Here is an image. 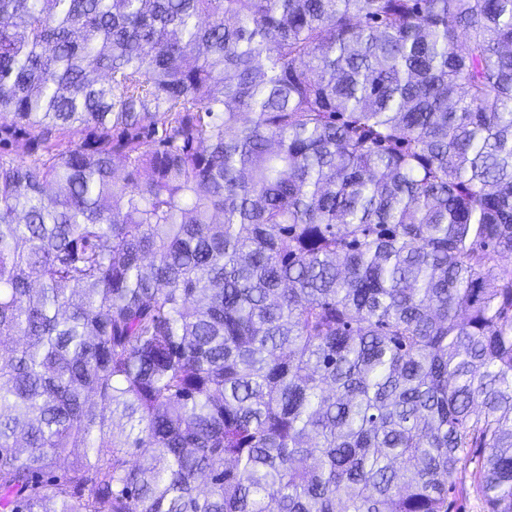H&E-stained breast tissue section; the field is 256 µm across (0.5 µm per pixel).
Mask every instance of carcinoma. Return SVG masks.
<instances>
[{
  "label": "carcinoma",
  "mask_w": 512,
  "mask_h": 512,
  "mask_svg": "<svg viewBox=\"0 0 512 512\" xmlns=\"http://www.w3.org/2000/svg\"><path fill=\"white\" fill-rule=\"evenodd\" d=\"M5 116L0 512H512V0H0Z\"/></svg>",
  "instance_id": "carcinoma-1"
}]
</instances>
